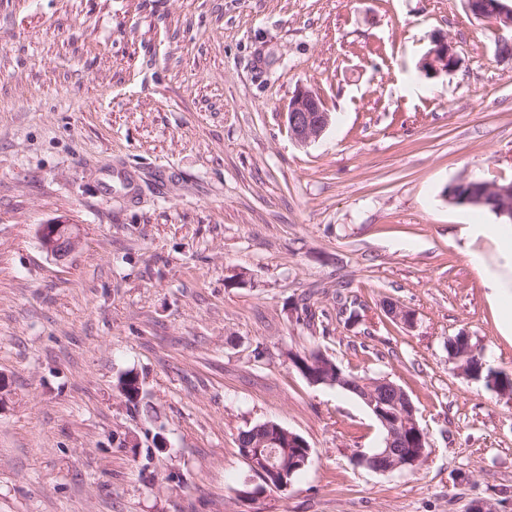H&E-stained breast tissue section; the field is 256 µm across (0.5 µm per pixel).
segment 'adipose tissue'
<instances>
[{
	"mask_svg": "<svg viewBox=\"0 0 512 512\" xmlns=\"http://www.w3.org/2000/svg\"><path fill=\"white\" fill-rule=\"evenodd\" d=\"M461 232L469 237L485 236L497 244L499 260L488 270L485 285L489 296L500 305L501 318L512 328V225L510 224H467Z\"/></svg>",
	"mask_w": 512,
	"mask_h": 512,
	"instance_id": "ef3b65f1",
	"label": "adipose tissue"
}]
</instances>
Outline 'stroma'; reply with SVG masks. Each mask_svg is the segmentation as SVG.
<instances>
[{
  "label": "stroma",
  "mask_w": 512,
  "mask_h": 512,
  "mask_svg": "<svg viewBox=\"0 0 512 512\" xmlns=\"http://www.w3.org/2000/svg\"><path fill=\"white\" fill-rule=\"evenodd\" d=\"M440 35L458 64L429 75ZM496 40L465 0H0V512H512V398L447 347L512 374L495 246L459 236L498 218L443 197L512 181ZM301 85L331 116L307 145ZM314 348L408 394L421 467L356 463L383 431L288 359ZM266 421L310 458L260 493L238 436ZM286 114L291 136L302 145L319 139L330 121V113L321 97L305 87L295 91ZM40 243L47 253L62 259L74 251L78 239L66 224H45L40 230ZM452 340L453 346L450 349V358L453 359L454 363H461V368L457 369L460 371L463 370L465 374L468 376L467 370L470 367L472 358V364L470 369L471 377L478 381L482 380L485 384L484 379L489 370H486L485 367L483 366L481 350L475 347L473 354V348L470 345L469 338L463 333L459 334Z\"/></svg>",
  "instance_id": "1"
}]
</instances>
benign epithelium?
Returning a JSON list of instances; mask_svg holds the SVG:
<instances>
[{"instance_id": "obj_1", "label": "benign epithelium", "mask_w": 512, "mask_h": 512, "mask_svg": "<svg viewBox=\"0 0 512 512\" xmlns=\"http://www.w3.org/2000/svg\"><path fill=\"white\" fill-rule=\"evenodd\" d=\"M468 10L478 20L498 31L495 54L500 60L512 59V5L505 0H466ZM457 56L445 38L433 40V46L421 61L422 70L429 75L449 72L455 68ZM288 129L293 139L302 145L319 139L330 121V112L320 96L305 87L298 88L288 104ZM453 205H482L493 202L499 216L512 221V182L497 180L460 179L443 192ZM42 248L59 259L67 257L78 244L76 234L66 224H45L40 230ZM473 348L469 338L460 334L453 339L450 358L461 363L466 371L471 364ZM310 382L326 385L349 383L370 409L384 431V448L376 455L365 457L381 472H391L402 466L417 467L426 457L424 443L428 441L415 417V407L398 385L387 378L347 379L341 370L336 377L321 376Z\"/></svg>"}]
</instances>
